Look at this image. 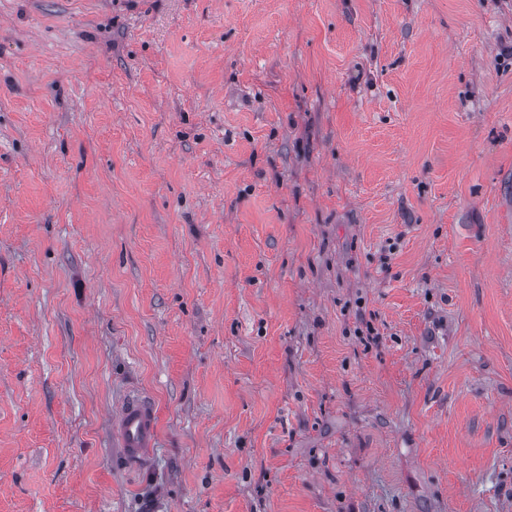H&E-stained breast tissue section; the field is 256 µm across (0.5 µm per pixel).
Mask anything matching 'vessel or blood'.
Here are the masks:
<instances>
[{
	"instance_id": "vessel-or-blood-1",
	"label": "vessel or blood",
	"mask_w": 512,
	"mask_h": 512,
	"mask_svg": "<svg viewBox=\"0 0 512 512\" xmlns=\"http://www.w3.org/2000/svg\"><path fill=\"white\" fill-rule=\"evenodd\" d=\"M112 429L124 458H145L158 437L157 409L149 400L127 397L112 418Z\"/></svg>"
}]
</instances>
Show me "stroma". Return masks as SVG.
<instances>
[{"label":"stroma","mask_w":512,"mask_h":512,"mask_svg":"<svg viewBox=\"0 0 512 512\" xmlns=\"http://www.w3.org/2000/svg\"><path fill=\"white\" fill-rule=\"evenodd\" d=\"M511 45L512 0H0V512H512ZM112 429L124 458L143 459L158 437L157 409L149 400L129 396L112 417Z\"/></svg>","instance_id":"1"}]
</instances>
